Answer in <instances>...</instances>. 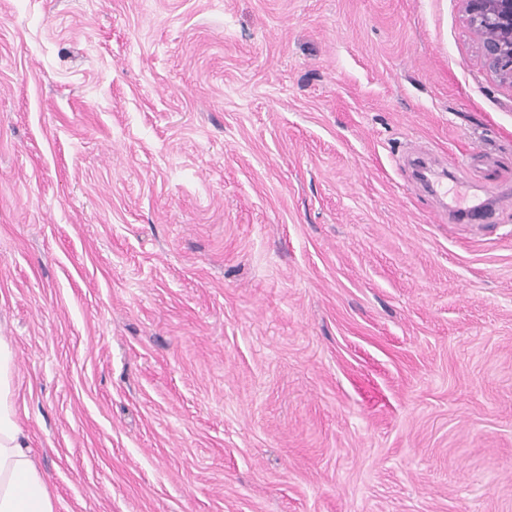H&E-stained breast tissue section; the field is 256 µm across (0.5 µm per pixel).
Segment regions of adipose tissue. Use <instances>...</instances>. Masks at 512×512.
<instances>
[{"mask_svg":"<svg viewBox=\"0 0 512 512\" xmlns=\"http://www.w3.org/2000/svg\"><path fill=\"white\" fill-rule=\"evenodd\" d=\"M14 359L0 340V512H55L13 400Z\"/></svg>","mask_w":512,"mask_h":512,"instance_id":"ef3b65f1","label":"adipose tissue"}]
</instances>
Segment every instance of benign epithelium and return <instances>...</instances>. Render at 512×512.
<instances>
[{"mask_svg":"<svg viewBox=\"0 0 512 512\" xmlns=\"http://www.w3.org/2000/svg\"><path fill=\"white\" fill-rule=\"evenodd\" d=\"M486 67L512 85V0H462Z\"/></svg>","mask_w":512,"mask_h":512,"instance_id":"7a95c632","label":"benign epithelium"}]
</instances>
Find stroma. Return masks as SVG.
<instances>
[{"mask_svg": "<svg viewBox=\"0 0 512 512\" xmlns=\"http://www.w3.org/2000/svg\"><path fill=\"white\" fill-rule=\"evenodd\" d=\"M0 339L56 512H512L461 0H0Z\"/></svg>", "mask_w": 512, "mask_h": 512, "instance_id": "stroma-1", "label": "stroma"}]
</instances>
